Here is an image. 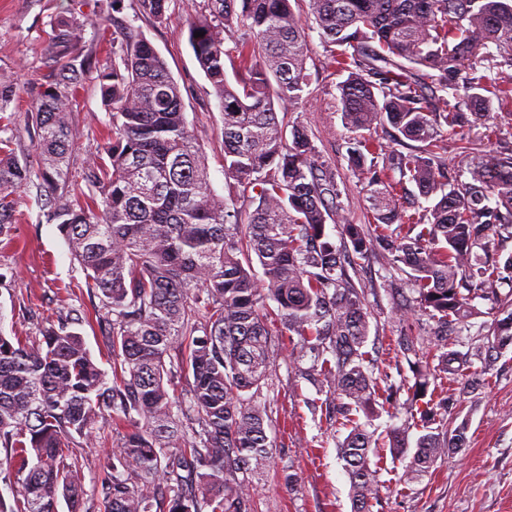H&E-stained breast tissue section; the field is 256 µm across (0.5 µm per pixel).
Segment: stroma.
<instances>
[{"label":"stroma","instance_id":"1","mask_svg":"<svg viewBox=\"0 0 512 512\" xmlns=\"http://www.w3.org/2000/svg\"><path fill=\"white\" fill-rule=\"evenodd\" d=\"M204 9V0H171L162 19L140 15L136 0H0V76L26 85L11 106L16 122V148L34 154L35 137L26 113L36 89L43 41L57 14L73 12L103 20L104 32L87 28L84 49L97 66L112 64V35L128 32L147 40L164 59L178 83L190 129L208 162L216 192H223L224 144L218 102L200 68L189 41L191 16ZM309 95L297 106L278 107L279 116L308 130L320 161L341 180V203L356 224L372 223L370 203L360 179L350 170L348 147L370 138V131L352 132L340 118L338 85L345 75L330 59L318 29L309 31ZM81 133L73 155L83 164L100 153L110 121L100 89L87 79L74 113ZM36 188L22 195L17 207V236L13 245L0 246V312L5 327L22 336L37 335L44 319L78 311L87 321L80 331L93 357L111 370L105 328L99 323L102 301L84 288V274L74 261L56 225L37 220ZM349 274L363 288L370 312L366 349L376 358L372 377L377 393L399 384L409 375L407 359L395 349L401 336L428 340L429 326L418 311H400L414 294L404 274L393 271L386 254L373 250L355 259ZM470 387L453 375L438 374L434 400H447L441 409L448 429L466 428V443L449 449L430 472L414 483H404L406 458L385 456L380 478L385 483L372 512H512V346L496 358L474 357ZM275 421L268 432L273 456L249 489L255 512H351L349 478L337 446L346 435L336 423V406L324 402L308 381L298 378L291 349H283L268 379ZM318 402L311 411L310 402ZM112 456V424L100 421L79 457L85 512H99L97 491Z\"/></svg>","mask_w":512,"mask_h":512}]
</instances>
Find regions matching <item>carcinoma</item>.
Masks as SVG:
<instances>
[{
    "label": "carcinoma",
    "instance_id": "obj_1",
    "mask_svg": "<svg viewBox=\"0 0 512 512\" xmlns=\"http://www.w3.org/2000/svg\"><path fill=\"white\" fill-rule=\"evenodd\" d=\"M137 2L141 15L159 20L170 0ZM206 2L189 40L221 111L225 196L211 185L180 87L148 41L122 38L112 67L98 70L82 51L85 21L73 13L54 20L28 113L34 164L14 148L16 84L0 78V242L14 240L18 200L35 187L85 288L102 298L112 353L109 379L77 316L47 320L36 336L0 327V472L20 484L14 506L0 500V512H58L61 500L82 512L76 457L107 418L116 437L101 512H252L249 486L272 449L262 387L293 333L298 360L311 361L301 375L328 388L346 417L338 452L353 512H371L379 441L395 456L412 447V424L376 437L351 416L374 413L376 389L363 351L369 312L347 265L376 245L407 275L434 338L482 336L490 353L512 345V254L502 260L496 249L512 240V148L493 140L492 128L489 150L465 178L449 179L442 160L443 127L469 124L462 104L475 116L495 102L512 105V76L488 84L477 75L493 54L512 67V0H308L334 64L348 72L339 85L343 125L389 126L397 145L418 143L407 155L375 139L348 149L369 193L373 235L350 221L308 131L278 119L275 103H300L309 85L306 24L291 0ZM231 29L237 35L226 49ZM92 74L110 111L108 143L75 169V106ZM410 184L430 214L416 234L420 213L402 203ZM478 299L492 305L491 321L472 322ZM398 347L416 358L418 396L436 371L470 356L444 343L434 370L418 343ZM464 430L419 435L404 480L428 473Z\"/></svg>",
    "mask_w": 512,
    "mask_h": 512
}]
</instances>
